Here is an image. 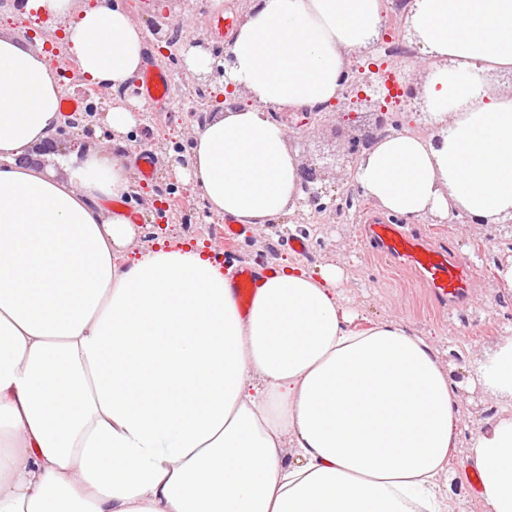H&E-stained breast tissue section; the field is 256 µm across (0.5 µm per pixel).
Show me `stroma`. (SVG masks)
I'll return each mask as SVG.
<instances>
[{
	"mask_svg": "<svg viewBox=\"0 0 512 512\" xmlns=\"http://www.w3.org/2000/svg\"><path fill=\"white\" fill-rule=\"evenodd\" d=\"M168 10L171 18L182 20L185 25L183 51L171 56L150 53L146 63L170 73L172 89L186 96L192 94L197 75L185 64V49L201 39L215 53L227 51L232 36L225 32L222 21L228 17L234 23H241L249 5L247 0H224L223 10L218 11L213 7V0H170ZM56 31L57 21L53 17H25L0 7L1 35L25 39L34 34L49 40ZM116 104L127 108L136 118L135 126L125 138L123 155L134 158L143 148L153 154V179L135 176L133 191L124 202L136 224L137 248L147 249L160 240L175 243L193 239L211 247L221 262L235 267L262 262L276 268L288 261L315 271L330 263L341 268L344 304L356 315L353 328L361 329L383 318L403 321L412 334L432 342L441 362L458 383L459 437L440 484L450 489L451 512H484L465 462L472 434L497 417L512 416V401L487 391L476 373L478 365L497 344L512 337V293L502 289L497 276L501 265L512 258V229L502 223L467 226L438 223L429 216L404 220L406 232L448 248L469 265L470 295L450 309L439 304L409 269L377 255L364 238V221L378 215L379 210L359 196L353 167L340 153L339 145L346 132L342 123L312 126L288 140L304 162L315 163L323 156L330 159L323 181L326 192L322 201L326 211L316 216L306 206L301 215L290 214L276 223L251 227L248 237L233 242L220 237L217 227L222 223L221 218L206 213L200 191L174 170L175 162L191 151L189 132L197 123L186 100L169 102L157 109L143 103L134 92L102 98L90 131L76 127L56 136L53 151L40 147L30 150V164L64 176L56 155H81L110 141L112 131L107 114ZM160 188L166 189L168 199L174 202L163 213L155 208L156 191ZM348 196L353 199L352 208L337 213V202ZM297 238L306 242L304 252L295 251L293 241Z\"/></svg>",
	"mask_w": 512,
	"mask_h": 512,
	"instance_id": "obj_1",
	"label": "stroma"
}]
</instances>
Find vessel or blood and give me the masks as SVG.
<instances>
[{
  "label": "vessel or blood",
  "mask_w": 512,
  "mask_h": 512,
  "mask_svg": "<svg viewBox=\"0 0 512 512\" xmlns=\"http://www.w3.org/2000/svg\"><path fill=\"white\" fill-rule=\"evenodd\" d=\"M169 83L167 74L146 69L139 85V95L149 104L161 105L162 91ZM364 234L378 253L412 270L437 301L452 304L466 295L468 271L445 248L430 245L422 237L406 233L401 225L389 220L366 225ZM259 277L256 267L251 265L237 270L233 287L241 306L249 305Z\"/></svg>",
  "instance_id": "1"
}]
</instances>
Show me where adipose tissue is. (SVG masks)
Instances as JSON below:
<instances>
[{"label":"adipose tissue","mask_w":512,"mask_h":512,"mask_svg":"<svg viewBox=\"0 0 512 512\" xmlns=\"http://www.w3.org/2000/svg\"><path fill=\"white\" fill-rule=\"evenodd\" d=\"M67 18L57 44L93 84L138 73L122 0H26ZM380 0H252L224 84L254 106L196 127L184 174L209 214L270 224L298 209L302 162L267 109L314 108L379 38ZM436 135L379 139L353 178L381 211L512 218V0H410ZM44 44L0 37V512H446L460 395L437 352L386 318L350 329L342 270L263 275L248 313L189 243L133 253L128 158L22 156L51 140L62 90ZM512 399V337L480 368ZM292 457H285V448ZM486 512H512V417L475 433Z\"/></svg>","instance_id":"1"}]
</instances>
